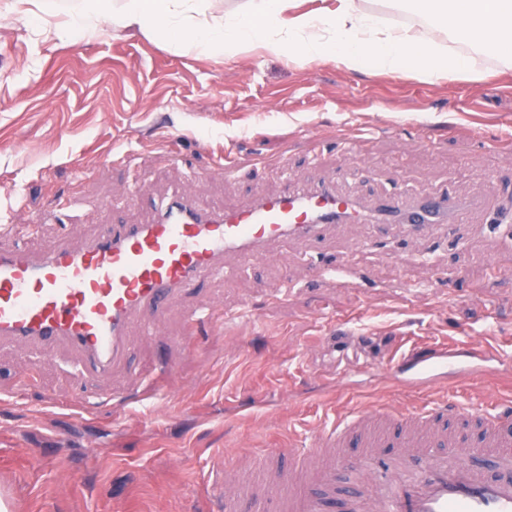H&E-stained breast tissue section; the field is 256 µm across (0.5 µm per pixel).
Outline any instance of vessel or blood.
<instances>
[{"mask_svg": "<svg viewBox=\"0 0 512 512\" xmlns=\"http://www.w3.org/2000/svg\"><path fill=\"white\" fill-rule=\"evenodd\" d=\"M473 204L441 194L360 204L335 185L284 187L241 208H209L189 190L160 199L153 219L102 224L80 245L34 253L0 248V347L73 353L83 376L127 365L133 330L157 333L158 311L227 271L226 256L251 263L277 244L323 243L341 225H399L419 244L454 233ZM512 362L485 346H438L390 370L399 385L438 392L404 409L339 416L309 444L264 455L261 487L239 498L240 476L218 467L220 512H512V399L466 409L447 388Z\"/></svg>", "mask_w": 512, "mask_h": 512, "instance_id": "obj_1", "label": "vessel or blood"}]
</instances>
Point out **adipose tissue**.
<instances>
[{"label":"adipose tissue","mask_w":512,"mask_h":512,"mask_svg":"<svg viewBox=\"0 0 512 512\" xmlns=\"http://www.w3.org/2000/svg\"><path fill=\"white\" fill-rule=\"evenodd\" d=\"M302 0H233L223 14L208 0H80L63 22L45 18L43 0H6L0 26L12 22L19 4L43 16L49 34L81 39L96 35L102 24L159 34L176 51L237 56L262 49L308 63L331 62L356 70L374 68L397 76L426 79L452 72L479 79L469 57L450 53L446 42L466 35L476 49L492 47L512 62V0H404L421 16V27L376 22L357 0H336L335 7L305 10Z\"/></svg>","instance_id":"obj_1"}]
</instances>
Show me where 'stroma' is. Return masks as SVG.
<instances>
[{
	"label": "stroma",
	"instance_id": "stroma-1",
	"mask_svg": "<svg viewBox=\"0 0 512 512\" xmlns=\"http://www.w3.org/2000/svg\"><path fill=\"white\" fill-rule=\"evenodd\" d=\"M474 62L479 81L426 82L263 50L173 52L136 29L61 40L16 15L0 27V245H76L101 224L146 222L176 186L235 208L346 168L357 173L346 189L363 202L500 189L512 208V168L491 146L512 142V66L490 49ZM356 123L371 138L344 150L336 133ZM119 148L138 154L137 168L108 162ZM227 150L237 169L225 176L213 166ZM320 258L333 273L317 283L310 265ZM225 263L227 276L206 278L199 295L226 311L253 306L255 317L188 345L187 296L160 313L159 335L135 336L131 369L81 381L66 354L0 348L8 512H210L216 463L235 442H255L235 458L246 479L261 449L405 399L379 359L474 340L512 356V223L478 213L429 250L396 228L346 224L315 249L291 240L270 262ZM325 317L351 320L357 337L344 350L316 348ZM161 350L170 370L156 364ZM145 382L166 416L82 410Z\"/></svg>",
	"mask_w": 512,
	"mask_h": 512
}]
</instances>
